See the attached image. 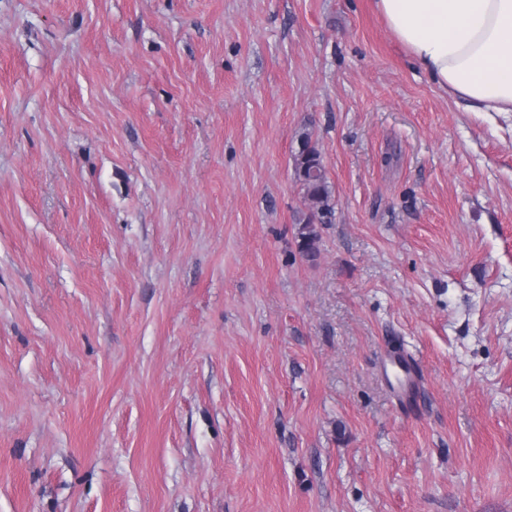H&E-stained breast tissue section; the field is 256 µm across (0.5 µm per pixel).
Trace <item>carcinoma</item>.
<instances>
[{
  "instance_id": "obj_1",
  "label": "carcinoma",
  "mask_w": 512,
  "mask_h": 512,
  "mask_svg": "<svg viewBox=\"0 0 512 512\" xmlns=\"http://www.w3.org/2000/svg\"><path fill=\"white\" fill-rule=\"evenodd\" d=\"M301 148L293 155V169L300 183L309 215L299 223L297 244L303 256L313 258L320 240L316 225L330 224L335 215V201L321 154L306 130L300 136Z\"/></svg>"
}]
</instances>
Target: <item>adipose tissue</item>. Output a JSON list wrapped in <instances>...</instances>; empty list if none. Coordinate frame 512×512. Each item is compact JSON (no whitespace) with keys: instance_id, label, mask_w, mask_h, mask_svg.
<instances>
[{"instance_id":"obj_1","label":"adipose tissue","mask_w":512,"mask_h":512,"mask_svg":"<svg viewBox=\"0 0 512 512\" xmlns=\"http://www.w3.org/2000/svg\"><path fill=\"white\" fill-rule=\"evenodd\" d=\"M373 8L452 98L512 113V0H373Z\"/></svg>"}]
</instances>
